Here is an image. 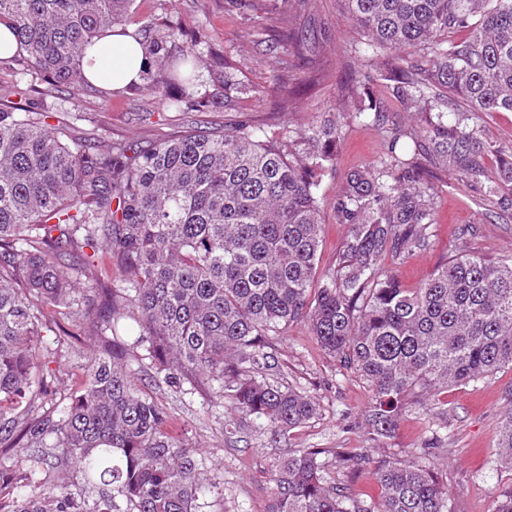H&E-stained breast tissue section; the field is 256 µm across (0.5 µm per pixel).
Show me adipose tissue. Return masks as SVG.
I'll list each match as a JSON object with an SVG mask.
<instances>
[{
  "label": "adipose tissue",
  "mask_w": 512,
  "mask_h": 512,
  "mask_svg": "<svg viewBox=\"0 0 512 512\" xmlns=\"http://www.w3.org/2000/svg\"><path fill=\"white\" fill-rule=\"evenodd\" d=\"M147 65L139 45L120 32L98 42L84 60L86 77L96 85L111 89L138 81Z\"/></svg>",
  "instance_id": "adipose-tissue-1"
}]
</instances>
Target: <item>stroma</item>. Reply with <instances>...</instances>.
Wrapping results in <instances>:
<instances>
[{"instance_id":"35a3bbf8","label":"stroma","mask_w":512,"mask_h":512,"mask_svg":"<svg viewBox=\"0 0 512 512\" xmlns=\"http://www.w3.org/2000/svg\"><path fill=\"white\" fill-rule=\"evenodd\" d=\"M148 23L198 32L235 59L246 85L235 109L225 110L224 97L215 93L206 67L200 70L201 84L214 101L201 112L166 110L143 89L106 100L68 90L52 100L51 110L75 137L145 145L165 134L197 128L220 131L243 119L270 132L286 126L299 131L330 116L338 104L352 103L353 87L368 75L374 78L375 92L384 97L390 118L400 123L412 119L377 79L384 59H362L364 33L351 20L345 0H132L128 26L135 29ZM298 36L309 45L301 58L295 50ZM295 85L300 93L286 94V87ZM384 152L380 127L358 120L346 126L338 163L325 174L321 186L326 204L320 271L333 268L347 231L346 225L337 223L332 206L338 191L351 171L379 165ZM436 184L440 221L430 245L403 261H383L407 288L429 279L468 242L491 259L512 254V223H499L493 208L454 173L438 170ZM465 228L475 232L471 241L462 237ZM44 342L56 352L44 376L54 401L61 405L82 385L84 370L103 340L88 331L60 345L48 330ZM272 352L278 366L270 381L301 389L317 404L314 418L289 431L274 447L266 435L251 428L227 438L224 402L209 385L190 396L165 385L152 389L157 403L186 424L209 476L219 484L218 492L201 498L200 512H268L271 475L279 456L304 448L340 450V458L328 463L329 482L365 499H377L378 486L369 469L357 467L355 458L376 461L418 447L428 435L431 413L410 410L394 438L379 443L365 422L372 398L369 386L357 374L340 370L338 362L319 348L307 324L289 327ZM511 384L512 370L506 368L482 382L449 387L435 398L448 412L449 452L433 457L432 463L454 494L458 512H490L493 500L512 486L511 469L488 467L497 455L502 392Z\"/></svg>"}]
</instances>
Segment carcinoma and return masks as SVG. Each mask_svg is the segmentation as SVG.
Returning <instances> with one entry per match:
<instances>
[{
	"label": "carcinoma",
	"instance_id": "1",
	"mask_svg": "<svg viewBox=\"0 0 512 512\" xmlns=\"http://www.w3.org/2000/svg\"><path fill=\"white\" fill-rule=\"evenodd\" d=\"M131 0H0V24L17 39L0 57L42 86L0 89V446L28 451L51 468L73 464L87 482L112 488L81 507L64 479L41 482L0 462V486L28 492L0 512H198L208 481L195 445L141 388L132 363L190 393L218 383L230 408L225 433L255 421L272 443L317 412L292 386L266 380L278 367L268 349L305 322L340 368L373 391L366 421L393 437L407 409L450 385L478 383L512 366V256L497 261L471 246L449 257L417 288L382 266L425 249L436 224L433 170L456 172L502 219L512 217V142L486 141L480 112H512V0H347L364 29L367 57L388 56L380 73L401 107L421 124L385 129L386 155L351 172L336 194L347 225L333 269L318 271L320 187L336 167L351 120L383 125L379 98L355 87V111L300 132L268 134L242 120L224 134L196 130L140 147L86 140L46 121L64 90L100 94L83 70L86 49L126 27ZM131 37L149 66L143 87L166 108L201 112L200 63L213 55L199 35L152 24ZM421 50L430 67L410 63ZM224 107L241 90L235 67L219 59ZM19 97L14 102L11 97ZM498 163L488 170L486 156ZM81 265L90 288L63 271ZM119 272L103 281L100 266ZM112 336L86 369L82 388L42 414L43 329L60 308ZM139 335L122 340L119 325ZM498 448L512 467V385L502 393ZM410 458L378 461L379 502L326 486L322 448L276 464L268 512H457L429 467L448 414Z\"/></svg>",
	"mask_w": 512,
	"mask_h": 512
}]
</instances>
